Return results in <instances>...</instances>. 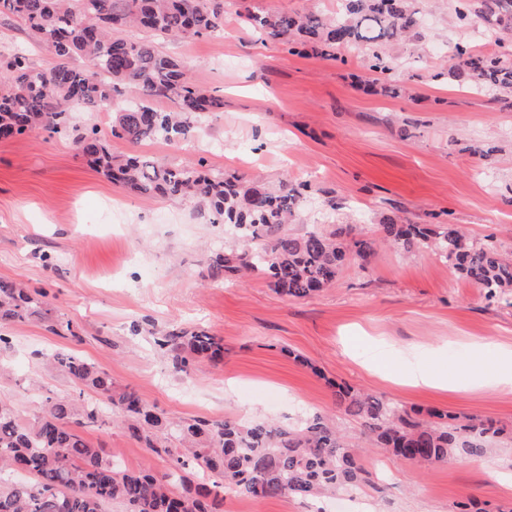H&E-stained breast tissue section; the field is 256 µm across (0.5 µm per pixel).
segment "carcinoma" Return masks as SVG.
I'll use <instances>...</instances> for the list:
<instances>
[{"mask_svg":"<svg viewBox=\"0 0 512 512\" xmlns=\"http://www.w3.org/2000/svg\"><path fill=\"white\" fill-rule=\"evenodd\" d=\"M412 0H341L330 18L315 12H248L240 23L291 52L320 54L336 46L361 45L372 53L374 74L388 71L379 42L419 34ZM455 19L478 23L498 47L512 41V0H456ZM0 21L16 22L28 39L52 54L55 64L38 67L19 52L0 51V140L27 133H69L82 153L112 182L143 196L192 199L204 204L213 222L234 227L236 239L208 264L214 278L242 272L262 273L276 290L294 298L332 285L348 262H365L374 239L354 224L317 225L303 234L288 232L303 193L278 191L222 171L170 165L133 154L112 156L99 130L70 124L67 107L92 112L112 108L111 135L133 143L190 139L197 125L224 107L222 99L193 83L181 65L163 52L159 39H194L224 31V0H0ZM135 24L151 40H128L120 28ZM93 60L86 74L73 65ZM457 76L500 97L512 96V60L495 53L456 48ZM168 100L176 111L155 102ZM379 230L406 252L429 248L461 276L488 295L512 294V259L490 240L477 242L455 224L433 229L426 224L387 217ZM43 313L38 295L13 282L0 281V324L23 322ZM172 354L174 368L220 362L224 345L205 332L178 331L157 339ZM49 363L81 387H89L121 408L130 435L164 454L168 472L148 467L117 468L69 428L75 407L67 397L49 398L34 427L0 405V472L23 471L25 482H0V512H107L119 502L130 512H215L210 492L192 486L188 475L210 473L224 488L256 499H319L360 486L362 448L350 443L321 416L298 427L270 423L241 424L232 419L173 421L147 406L134 392L112 395V379L74 354L58 351ZM336 396L345 411L363 421L368 438L412 464H431L453 453L480 456L489 437L501 434L494 423L458 424L448 415L423 420L368 393L340 386Z\"/></svg>","mask_w":512,"mask_h":512,"instance_id":"obj_1","label":"carcinoma"}]
</instances>
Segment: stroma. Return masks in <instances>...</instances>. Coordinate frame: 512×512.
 <instances>
[{"instance_id": "obj_1", "label": "stroma", "mask_w": 512, "mask_h": 512, "mask_svg": "<svg viewBox=\"0 0 512 512\" xmlns=\"http://www.w3.org/2000/svg\"><path fill=\"white\" fill-rule=\"evenodd\" d=\"M423 19L416 37L387 44V84L374 92L367 51L339 46L303 56L241 28L239 13L275 9L335 14L338 0H224L223 34L166 39L192 81L224 101L183 145L132 144L110 137L113 156L136 152L172 165L260 176L269 187L306 185L289 229L359 224L384 216L435 227L457 224L475 239L493 238L512 254V104L452 76L458 45L481 47L483 29L460 27L455 0H413ZM232 236L192 200L150 198L118 187L88 164L72 137L45 132L0 141V279L45 295L44 315L0 327V403L35 425L49 398L98 402V426L68 425L107 459L135 470L167 472L166 456L131 437L119 409L78 386L47 361L59 350L94 363L112 390H134L156 411L178 419L296 425L329 417L351 442L361 419L336 401L347 384L421 416L503 427L485 457L415 467L384 448L361 456V503L352 512H457L474 500L485 512H512V391L436 393L370 373L384 365L403 375L434 350L447 362L469 359L484 337L512 342V304L459 276L429 250L412 254L376 244L366 262L347 264L335 283L307 298L277 293L259 276L214 282L211 256ZM71 321L52 332L51 321ZM203 330L219 337L224 358L174 369L158 336ZM211 486L218 512H336L301 498L255 499Z\"/></svg>"}]
</instances>
